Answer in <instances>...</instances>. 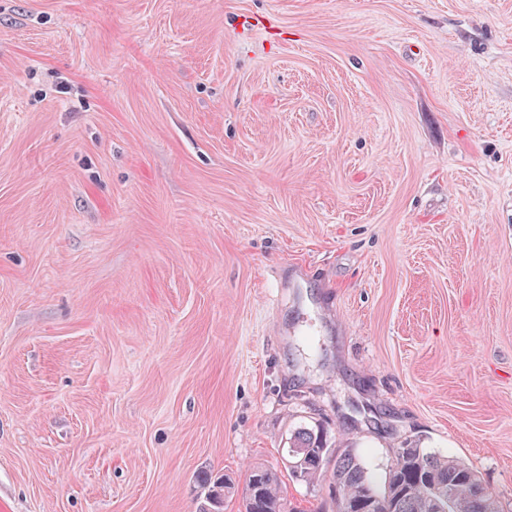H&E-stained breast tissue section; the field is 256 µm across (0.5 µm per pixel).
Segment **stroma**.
Wrapping results in <instances>:
<instances>
[{
	"mask_svg": "<svg viewBox=\"0 0 512 512\" xmlns=\"http://www.w3.org/2000/svg\"><path fill=\"white\" fill-rule=\"evenodd\" d=\"M304 424L512 512V0H0V512Z\"/></svg>",
	"mask_w": 512,
	"mask_h": 512,
	"instance_id": "obj_1",
	"label": "stroma"
}]
</instances>
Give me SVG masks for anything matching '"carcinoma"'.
Here are the masks:
<instances>
[{
    "label": "carcinoma",
    "mask_w": 512,
    "mask_h": 512,
    "mask_svg": "<svg viewBox=\"0 0 512 512\" xmlns=\"http://www.w3.org/2000/svg\"><path fill=\"white\" fill-rule=\"evenodd\" d=\"M282 455L284 469L256 465L242 490L227 474L203 473L199 512H224V499L237 494L243 512H300L282 495L284 472L313 493L324 485L335 487L340 512H499L492 493L474 495L482 481L473 468L425 448L393 449L381 488L355 449L329 447L317 429L296 428Z\"/></svg>",
    "instance_id": "obj_1"
}]
</instances>
